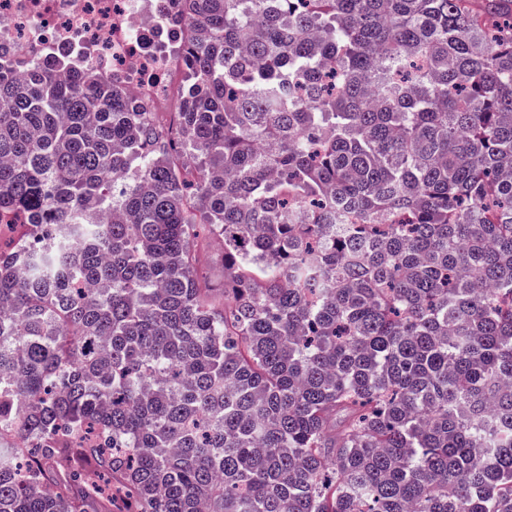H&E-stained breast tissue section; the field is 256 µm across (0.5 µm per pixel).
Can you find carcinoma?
<instances>
[{"label":"carcinoma","mask_w":512,"mask_h":512,"mask_svg":"<svg viewBox=\"0 0 512 512\" xmlns=\"http://www.w3.org/2000/svg\"><path fill=\"white\" fill-rule=\"evenodd\" d=\"M168 24L171 138L0 63V512H512V0ZM195 250L202 288H224V247L219 239L200 234Z\"/></svg>","instance_id":"carcinoma-1"}]
</instances>
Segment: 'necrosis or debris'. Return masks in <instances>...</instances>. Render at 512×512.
Wrapping results in <instances>:
<instances>
[{"instance_id": "obj_1", "label": "necrosis or debris", "mask_w": 512, "mask_h": 512, "mask_svg": "<svg viewBox=\"0 0 512 512\" xmlns=\"http://www.w3.org/2000/svg\"><path fill=\"white\" fill-rule=\"evenodd\" d=\"M172 0H0V49L27 64L77 54L140 99L148 111L174 95L182 65L166 49L188 39L164 25Z\"/></svg>"}]
</instances>
